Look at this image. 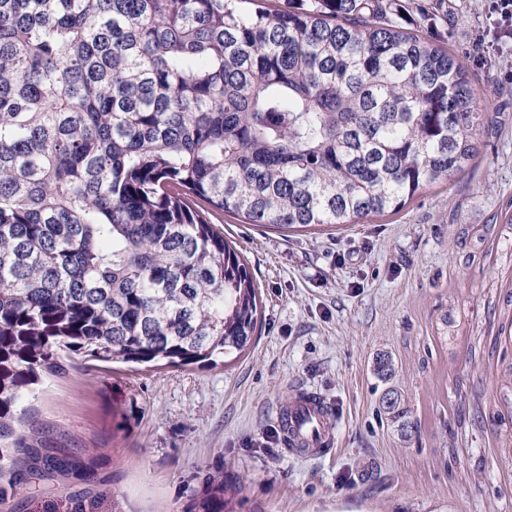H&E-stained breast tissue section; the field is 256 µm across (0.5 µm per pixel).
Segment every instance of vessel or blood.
Listing matches in <instances>:
<instances>
[{
	"mask_svg": "<svg viewBox=\"0 0 512 512\" xmlns=\"http://www.w3.org/2000/svg\"><path fill=\"white\" fill-rule=\"evenodd\" d=\"M292 453L318 455L332 444L336 417L318 396L298 389L278 416Z\"/></svg>",
	"mask_w": 512,
	"mask_h": 512,
	"instance_id": "1",
	"label": "vessel or blood"
}]
</instances>
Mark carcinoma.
I'll list each match as a JSON object with an SVG mask.
<instances>
[{
  "label": "carcinoma",
  "mask_w": 512,
  "mask_h": 512,
  "mask_svg": "<svg viewBox=\"0 0 512 512\" xmlns=\"http://www.w3.org/2000/svg\"><path fill=\"white\" fill-rule=\"evenodd\" d=\"M493 121L394 0H0V476L75 469L20 408L63 356L247 349L258 288L215 216L398 212L464 172ZM382 411L418 433L398 389ZM228 491L208 476L202 512H228Z\"/></svg>",
  "instance_id": "cac0c4a2"
}]
</instances>
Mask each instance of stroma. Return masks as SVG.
I'll use <instances>...</instances> for the list:
<instances>
[{
    "mask_svg": "<svg viewBox=\"0 0 512 512\" xmlns=\"http://www.w3.org/2000/svg\"><path fill=\"white\" fill-rule=\"evenodd\" d=\"M407 28L435 15L496 123L477 159L401 211L361 224L282 229L224 216L261 320L225 363L145 368L74 356L23 405L89 479L0 478V512L88 490L101 512H189L224 474L234 512H512V36L491 0H401ZM395 365L417 438L379 412L376 354ZM337 418L333 446L288 452L276 424L294 389Z\"/></svg>",
    "mask_w": 512,
    "mask_h": 512,
    "instance_id": "1",
    "label": "stroma"
}]
</instances>
